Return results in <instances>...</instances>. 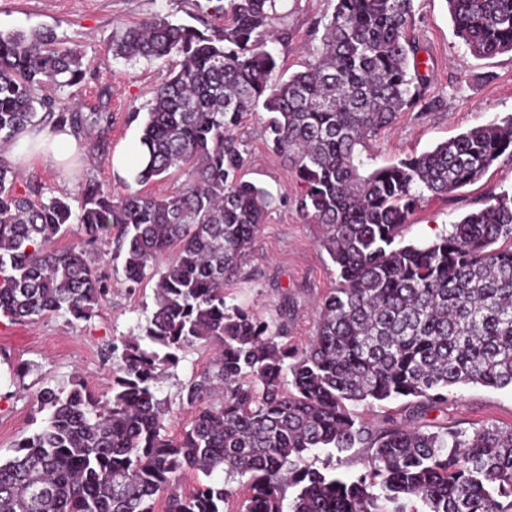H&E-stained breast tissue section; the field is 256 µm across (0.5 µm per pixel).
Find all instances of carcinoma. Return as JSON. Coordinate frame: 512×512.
<instances>
[{"instance_id":"1","label":"carcinoma","mask_w":512,"mask_h":512,"mask_svg":"<svg viewBox=\"0 0 512 512\" xmlns=\"http://www.w3.org/2000/svg\"><path fill=\"white\" fill-rule=\"evenodd\" d=\"M447 3L474 56L512 52V0ZM216 12L224 23L211 31L155 16L114 39L126 60L180 58L154 89L135 176L146 185L185 170L176 192L114 199L90 182L75 213L63 198L15 193L0 159V317L95 316L110 294L88 250L98 243L115 244L130 287L156 278L139 334L112 344L105 395L79 376L38 392L48 415L0 460V512H153L164 492L165 512H224L237 477L239 512H512V426L375 432L355 412L408 398L425 413L457 385L512 388V193L425 245L402 240L421 200L479 180L512 149V114L370 169L371 138L424 98L410 62L414 0H335L305 70L289 75L268 50L288 40L282 0H224ZM85 71L81 52L48 32H0V143L28 127L101 125L102 114L43 94ZM260 109L274 114L269 141L304 184L302 210L338 269L301 349L224 293L271 206L242 179L247 149L233 136ZM73 224L80 242L54 248ZM193 346L216 357L182 389L196 413L171 439L157 383ZM320 448L356 450L366 472L319 471L308 457ZM187 470L226 481L183 494Z\"/></svg>"}]
</instances>
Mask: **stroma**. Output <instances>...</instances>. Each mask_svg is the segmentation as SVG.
<instances>
[{
  "label": "stroma",
  "mask_w": 512,
  "mask_h": 512,
  "mask_svg": "<svg viewBox=\"0 0 512 512\" xmlns=\"http://www.w3.org/2000/svg\"><path fill=\"white\" fill-rule=\"evenodd\" d=\"M334 0H285L288 42L273 44L282 71L303 70L308 48L319 44ZM213 0H0V32L48 29L59 49L78 48L89 69L73 87L47 88L50 97H72L83 113L101 112L103 126L83 135L82 162L62 166L38 155L15 166L14 189L27 194L40 187L43 197L77 204L86 180L107 186L119 198L135 189L133 178L117 173L113 157L137 143L154 89L178 68L179 59L128 61L114 57L117 31L155 15L200 29L221 26ZM410 34L418 48L419 71L426 75L425 107L400 112L392 125L369 143L373 166L417 155L458 133L512 114V53L478 58L456 37L446 0H414ZM266 112L243 117L237 137L248 149L244 180L269 190L276 203L261 224L246 264L227 290V301L252 308L270 324L288 325V341L305 347L315 332L316 306L337 284V268L321 245L323 229L310 223L298 200L305 187L288 161L267 141ZM512 190V156L502 155L476 182L445 197L426 199L409 218L405 242L425 244L450 224L480 210L495 194ZM111 293L88 321L49 314L30 323L0 318V459L12 456L15 442L39 431L45 415L37 393L43 383L64 384L81 375L99 394L111 383V362L104 353L112 342L137 335L153 308V280L128 288L120 261L101 265ZM208 348L182 353L160 379V395L169 406L166 431L178 437L194 415L184 406L182 386L210 362ZM32 371L17 378L18 364ZM421 425L435 430H469L480 424L512 426V390L479 384L455 389L447 406L429 410Z\"/></svg>",
  "instance_id": "1"
}]
</instances>
